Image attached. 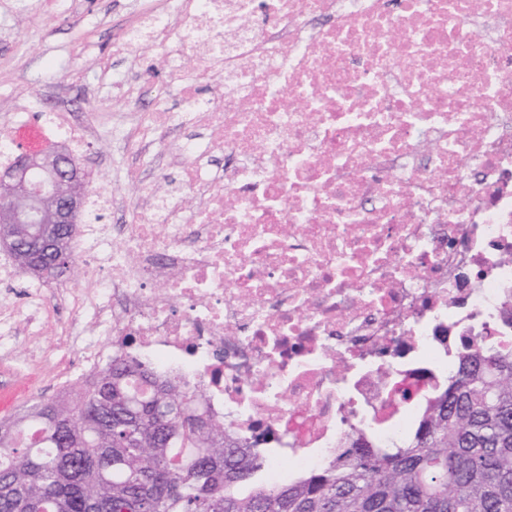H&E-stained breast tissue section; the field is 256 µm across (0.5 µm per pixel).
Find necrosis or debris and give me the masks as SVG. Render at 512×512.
<instances>
[{
  "label": "necrosis or debris",
  "instance_id": "necrosis-or-debris-1",
  "mask_svg": "<svg viewBox=\"0 0 512 512\" xmlns=\"http://www.w3.org/2000/svg\"><path fill=\"white\" fill-rule=\"evenodd\" d=\"M146 43L185 109L115 115L113 138L202 136L179 193L142 183L84 235L59 394L143 359L302 472L403 436L465 342L512 351V0H181L123 50Z\"/></svg>",
  "mask_w": 512,
  "mask_h": 512
}]
</instances>
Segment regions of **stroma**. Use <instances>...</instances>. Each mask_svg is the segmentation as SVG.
<instances>
[{
  "label": "stroma",
  "instance_id": "stroma-1",
  "mask_svg": "<svg viewBox=\"0 0 512 512\" xmlns=\"http://www.w3.org/2000/svg\"><path fill=\"white\" fill-rule=\"evenodd\" d=\"M143 0H0V115L21 100H44L69 112L76 123L104 112H127L130 104L114 98L113 75L145 85L164 81L167 61L145 51L125 59L114 49L135 19ZM94 179L115 180V191L131 199L134 183L116 181L128 159L102 130L78 150ZM50 324L42 334L17 324L15 342L0 343V420L36 400L56 396L60 357L75 352L59 340L54 326L74 321V312L49 307Z\"/></svg>",
  "mask_w": 512,
  "mask_h": 512
}]
</instances>
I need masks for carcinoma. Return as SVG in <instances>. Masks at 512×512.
I'll use <instances>...</instances> for the list:
<instances>
[{"mask_svg": "<svg viewBox=\"0 0 512 512\" xmlns=\"http://www.w3.org/2000/svg\"><path fill=\"white\" fill-rule=\"evenodd\" d=\"M0 421V512H512V352L467 344L411 434L277 484L224 419L142 362Z\"/></svg>", "mask_w": 512, "mask_h": 512, "instance_id": "1", "label": "carcinoma"}]
</instances>
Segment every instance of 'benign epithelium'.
I'll list each match as a JSON object with an SVG mask.
<instances>
[{
    "mask_svg": "<svg viewBox=\"0 0 512 512\" xmlns=\"http://www.w3.org/2000/svg\"><path fill=\"white\" fill-rule=\"evenodd\" d=\"M87 172L69 149L53 145L39 152L21 149L0 167V189L11 202L0 207V247L19 253L20 270L37 279L54 280L42 268L62 256V242L50 233L20 241L13 224H56L73 229L81 223L86 206L83 192Z\"/></svg>",
    "mask_w": 512,
    "mask_h": 512,
    "instance_id": "7a95c632",
    "label": "benign epithelium"
}]
</instances>
